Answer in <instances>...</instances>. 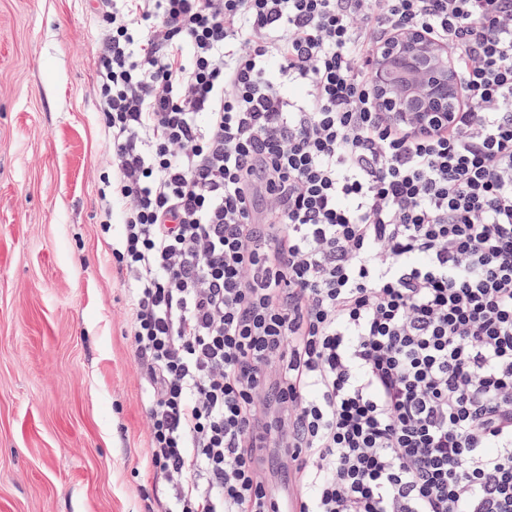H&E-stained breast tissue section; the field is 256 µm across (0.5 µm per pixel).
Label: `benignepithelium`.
I'll return each instance as SVG.
<instances>
[{"label":"benign epithelium","mask_w":512,"mask_h":512,"mask_svg":"<svg viewBox=\"0 0 512 512\" xmlns=\"http://www.w3.org/2000/svg\"><path fill=\"white\" fill-rule=\"evenodd\" d=\"M455 73L446 44L419 30H402L377 54L373 91L379 107L398 120L415 118L422 126L450 123L464 102Z\"/></svg>","instance_id":"obj_1"}]
</instances>
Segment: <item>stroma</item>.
<instances>
[{
	"label": "stroma",
	"mask_w": 512,
	"mask_h": 512,
	"mask_svg": "<svg viewBox=\"0 0 512 512\" xmlns=\"http://www.w3.org/2000/svg\"><path fill=\"white\" fill-rule=\"evenodd\" d=\"M101 11L0 0V512H163L101 197Z\"/></svg>",
	"instance_id": "35a3bbf8"
}]
</instances>
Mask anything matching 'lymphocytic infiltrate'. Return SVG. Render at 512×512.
<instances>
[{"mask_svg":"<svg viewBox=\"0 0 512 512\" xmlns=\"http://www.w3.org/2000/svg\"><path fill=\"white\" fill-rule=\"evenodd\" d=\"M99 90L164 512H512V0H106ZM466 99L377 104L396 30ZM305 87L303 99L287 94Z\"/></svg>","mask_w":512,"mask_h":512,"instance_id":"lymphocytic-infiltrate-1","label":"lymphocytic infiltrate"}]
</instances>
